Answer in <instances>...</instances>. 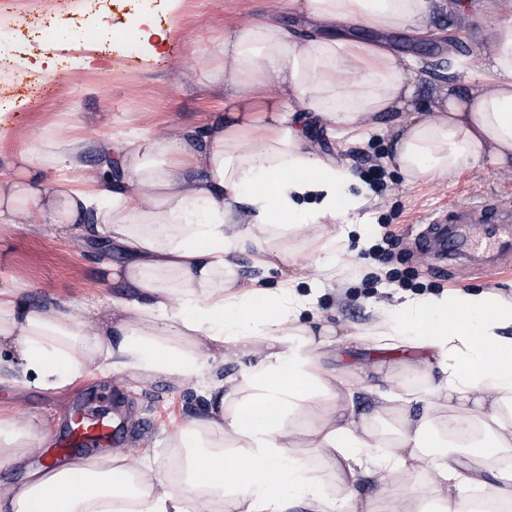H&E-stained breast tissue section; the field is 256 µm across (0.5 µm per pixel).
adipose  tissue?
<instances>
[{"mask_svg":"<svg viewBox=\"0 0 512 512\" xmlns=\"http://www.w3.org/2000/svg\"><path fill=\"white\" fill-rule=\"evenodd\" d=\"M323 25L422 33L447 0H288ZM484 85L415 101L416 65L350 35L301 38L278 14L224 32V110L205 134L178 129L161 142L137 132L117 142L119 173L87 178L82 140L64 149L20 150L14 178L0 181V224L40 214L83 228L124 251L104 264L122 289L117 312L96 325L53 306L19 302L0 289V346L9 370L45 390H60L105 367L188 379L201 356L168 344L200 336L250 359L237 377L216 382L206 414L173 439L182 490L150 458L132 466L105 454L74 461L67 475L32 472L22 485H0V512H406L393 479L435 476L434 512H483L512 502V298L447 292L406 298L365 340L425 351V390L380 392L393 404V429L378 417L353 420L344 403L347 377L327 371L322 344L300 322L308 301L284 289L236 293L232 256L251 250L257 267L288 259L272 247L279 234L347 216L365 203L350 192L349 168L307 145L311 115L337 137L362 139L384 112H399L390 161L407 184L425 183L490 161L512 164V21L498 24L483 62ZM60 177L43 187L40 172ZM425 401L421 415L411 405ZM337 459L340 498L326 495L313 456ZM379 461L380 490L362 500L356 465ZM248 465L230 470L229 460ZM207 475L199 483V475Z\"/></svg>","mask_w":512,"mask_h":512,"instance_id":"1","label":"adipose tissue"}]
</instances>
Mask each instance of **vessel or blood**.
<instances>
[{
    "mask_svg": "<svg viewBox=\"0 0 512 512\" xmlns=\"http://www.w3.org/2000/svg\"><path fill=\"white\" fill-rule=\"evenodd\" d=\"M448 225L447 256L463 251H484L496 258L497 266L512 263V242L503 238H483L476 234L480 224L512 226V201L489 198L482 202L453 203L432 213L418 239L424 253H432L439 225ZM114 428L109 419L90 415L83 408H73L66 432L55 441L54 467H61L73 452L91 442H111Z\"/></svg>",
    "mask_w": 512,
    "mask_h": 512,
    "instance_id": "1",
    "label": "vessel or blood"
}]
</instances>
